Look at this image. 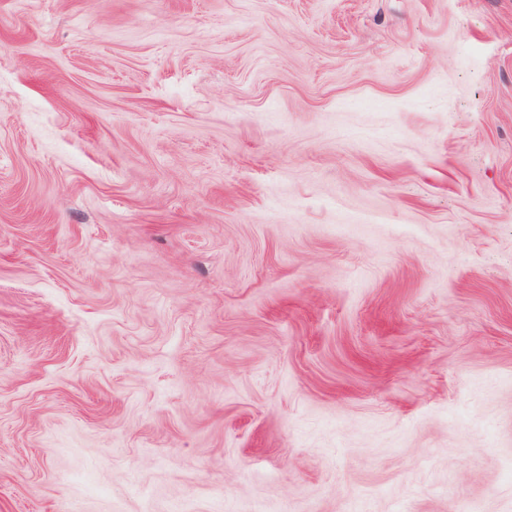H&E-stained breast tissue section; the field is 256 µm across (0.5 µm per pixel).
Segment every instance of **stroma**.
<instances>
[{"instance_id": "obj_1", "label": "stroma", "mask_w": 512, "mask_h": 512, "mask_svg": "<svg viewBox=\"0 0 512 512\" xmlns=\"http://www.w3.org/2000/svg\"><path fill=\"white\" fill-rule=\"evenodd\" d=\"M0 512H512V0H0Z\"/></svg>"}]
</instances>
